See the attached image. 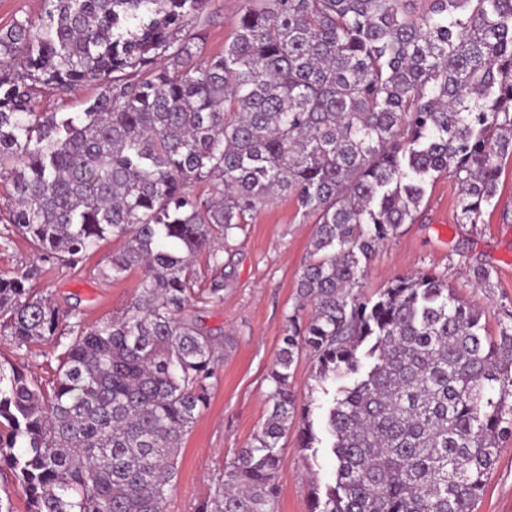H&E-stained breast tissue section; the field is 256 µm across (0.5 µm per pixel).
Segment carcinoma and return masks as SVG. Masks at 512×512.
<instances>
[{"mask_svg":"<svg viewBox=\"0 0 512 512\" xmlns=\"http://www.w3.org/2000/svg\"><path fill=\"white\" fill-rule=\"evenodd\" d=\"M210 0H45L0 29V238L75 267L123 241L104 280L141 267L119 317L87 322L0 275V336L49 340L52 379L0 363V477L30 512H164L178 452L233 339L199 320L247 217L287 193L313 220L266 395L269 413L197 512H278L280 440L322 448L290 387L309 353L334 384L323 430L335 481L310 512H476L512 437V313L493 336L433 272L358 288L415 221L429 181L460 186L457 222L493 206L512 157V0H240L224 53L193 51ZM96 95L41 112L38 87ZM213 184L209 196L196 184Z\"/></svg>","mask_w":512,"mask_h":512,"instance_id":"1","label":"carcinoma"}]
</instances>
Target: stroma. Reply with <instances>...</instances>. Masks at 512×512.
Returning a JSON list of instances; mask_svg holds the SVG:
<instances>
[{
	"mask_svg": "<svg viewBox=\"0 0 512 512\" xmlns=\"http://www.w3.org/2000/svg\"><path fill=\"white\" fill-rule=\"evenodd\" d=\"M239 7V0H212L202 57L222 52L231 41ZM459 194L453 178L442 176L429 183L417 220L403 225L397 236L379 248L360 292L370 297L394 276L433 272L447 279L462 300L481 309L483 322L495 332L500 320L512 312V161L503 163L498 202L484 213L481 223L457 222ZM313 231V224L303 220L292 198L284 195L254 213L245 233L225 254L224 300L207 307L202 321L232 337L234 345L217 366L208 408L181 444L178 476L168 494L166 512H196L198 504L214 494L225 466L265 421L267 376L295 304L298 280L310 259ZM120 246L117 240L102 242L83 264L69 268L37 263L31 244L16 235L10 242L0 241V274L38 266L36 287L60 309L81 310L86 321L93 322L121 315L140 293L144 269L131 270L117 281L97 274ZM479 265L491 268L489 283L474 281L472 270ZM313 371L311 355L302 353L290 386L300 401L313 403L319 420L327 398ZM283 444L285 459L277 475L279 512H309L312 485L332 482L336 463L324 451L314 465H307L297 432H289ZM477 512H512V438L502 444Z\"/></svg>",
	"mask_w": 512,
	"mask_h": 512,
	"instance_id": "1",
	"label": "stroma"
}]
</instances>
